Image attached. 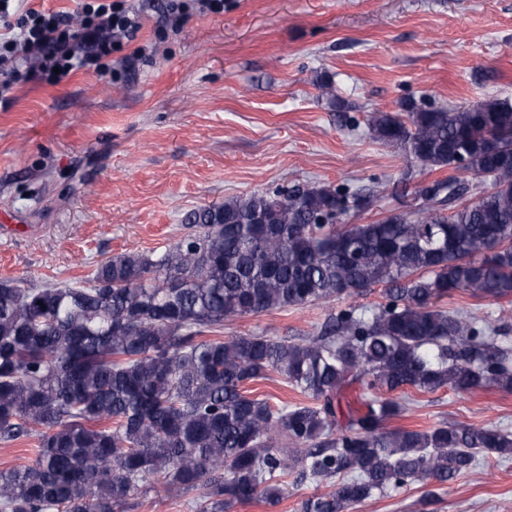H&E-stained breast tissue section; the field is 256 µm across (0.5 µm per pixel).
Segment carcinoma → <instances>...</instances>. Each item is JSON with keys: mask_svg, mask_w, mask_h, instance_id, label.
<instances>
[{"mask_svg": "<svg viewBox=\"0 0 512 512\" xmlns=\"http://www.w3.org/2000/svg\"><path fill=\"white\" fill-rule=\"evenodd\" d=\"M369 126L436 179L411 210L371 224L363 188L295 184L192 211L199 231L161 253L109 257L79 286L0 279V441L37 454L0 472V512H127L147 482L202 490L198 512L280 502L281 479L331 484L301 512H346L415 481L444 484L478 453L512 457V432L446 422L389 427L408 392L512 393L504 324L438 302L456 291L512 296V102L409 100ZM383 286L366 316L349 306L299 340L216 335L224 319L352 298ZM277 373L315 401L249 391ZM361 408L340 423L341 393Z\"/></svg>", "mask_w": 512, "mask_h": 512, "instance_id": "cac0c4a2", "label": "carcinoma"}]
</instances>
